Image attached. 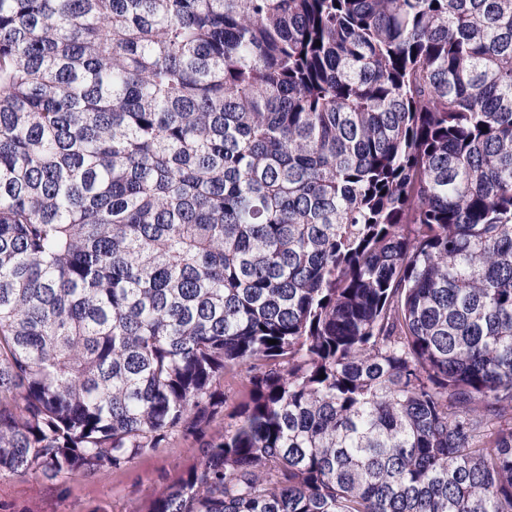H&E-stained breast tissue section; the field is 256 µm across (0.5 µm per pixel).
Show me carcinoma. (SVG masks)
<instances>
[{"label": "carcinoma", "instance_id": "carcinoma-1", "mask_svg": "<svg viewBox=\"0 0 512 512\" xmlns=\"http://www.w3.org/2000/svg\"><path fill=\"white\" fill-rule=\"evenodd\" d=\"M177 435L144 512H512V0H0V477ZM247 393L246 382L237 378L227 379L224 383V419L218 418L212 423L211 430H221L225 424L232 422L231 417L241 402L244 401Z\"/></svg>", "mask_w": 512, "mask_h": 512}]
</instances>
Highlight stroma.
I'll return each mask as SVG.
<instances>
[{
  "mask_svg": "<svg viewBox=\"0 0 512 512\" xmlns=\"http://www.w3.org/2000/svg\"><path fill=\"white\" fill-rule=\"evenodd\" d=\"M192 440L136 458L127 469L51 484L34 476L0 477V512H142L148 499L195 459Z\"/></svg>",
  "mask_w": 512,
  "mask_h": 512,
  "instance_id": "1",
  "label": "stroma"
}]
</instances>
